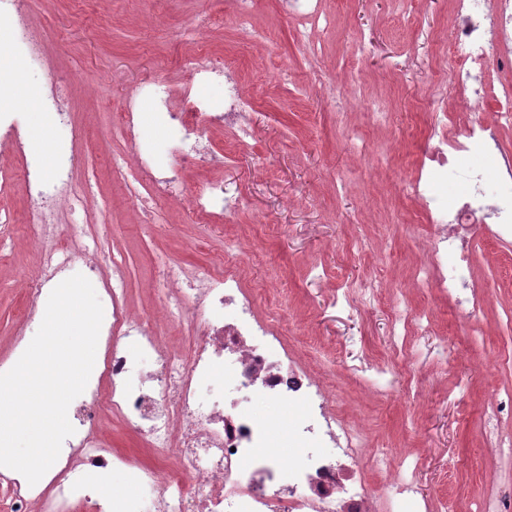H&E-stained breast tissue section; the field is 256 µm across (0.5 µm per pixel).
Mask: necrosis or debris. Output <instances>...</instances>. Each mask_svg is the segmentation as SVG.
I'll return each mask as SVG.
<instances>
[{"label": "necrosis or debris", "instance_id": "4bbe7bcc", "mask_svg": "<svg viewBox=\"0 0 512 512\" xmlns=\"http://www.w3.org/2000/svg\"><path fill=\"white\" fill-rule=\"evenodd\" d=\"M453 12L452 86L458 106L468 110L492 98L498 109L493 121L473 120L454 133L448 130L454 113L442 112L428 147L416 157L406 191L434 228L416 282L448 297L467 291V315L475 319L481 300L470 276L469 233L482 224L496 240L512 239V155L491 151L501 128L512 126V89L498 92L486 81L489 69H512V0H500L494 12L488 0H453ZM2 17L7 23L0 25V49L22 62L40 58L45 36L29 28L20 0H0ZM180 65L190 87L181 108L172 107L166 83L154 77L139 80L125 94L119 132L127 151L113 158L112 172L141 202L171 195L185 168L223 165V151L203 139L206 129L230 131L237 145L252 135L255 100L243 91L230 61L201 52L182 58ZM219 80L223 100L201 95L202 87ZM147 102L171 144L164 166L154 163L136 129ZM1 131L13 137L16 163L0 171V194L21 179L27 205L19 215L0 209V241L23 223L38 244L36 273L24 288L26 318L14 336L19 352L27 321L45 313L47 285L61 281L77 262L97 271L105 243L92 239L88 223L72 226L69 246H61L57 235L58 209H71L80 200L73 173L84 167L85 154L71 145L57 148L54 174L46 179L42 157L26 149L20 113L0 111ZM450 182L460 186L455 196L437 192V185ZM191 204L201 224L230 221L239 210L238 197L220 180L200 183ZM125 287L126 270L113 262L105 284L111 320L99 334L106 385H94L74 406L75 432L65 439L45 483L28 484L20 473L0 467L8 512H70L76 500L90 512H111L121 496L104 494L97 483L117 468L151 490L153 512H404L408 504L431 512L428 497L414 487L417 461L390 450L368 453L363 427L337 412L321 371L290 353L277 314L259 316L253 293L235 273L192 265L168 269L159 313L187 331L185 351L163 343L147 320L129 311ZM143 350L155 359L146 372L137 371L135 363ZM223 384L233 387L234 397L205 396V389ZM251 402L296 408L286 424L292 457L273 445L271 421L251 413ZM105 411L119 414L146 438L163 465L145 466L114 453L96 429ZM369 470L386 474L387 492L367 490Z\"/></svg>", "mask_w": 512, "mask_h": 512}]
</instances>
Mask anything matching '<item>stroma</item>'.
Wrapping results in <instances>:
<instances>
[{"label":"stroma","instance_id":"stroma-1","mask_svg":"<svg viewBox=\"0 0 512 512\" xmlns=\"http://www.w3.org/2000/svg\"><path fill=\"white\" fill-rule=\"evenodd\" d=\"M35 29L46 35L47 62L0 66L7 103L22 112L26 146L53 159V145L76 140L89 164L79 172L84 205L102 218L97 232L127 269L128 300L152 312L151 284L163 265L236 271L254 289L261 312H278L288 344L309 361H334L331 382L344 416L366 429L374 449L401 448L419 458L416 481L445 512H476L492 490L512 496V457L498 456L482 409L512 391V242L471 230L472 274L484 295L477 322L435 289L416 287L413 268L433 229L402 185L427 145L450 76L451 0H322L327 22L313 30V53L294 42L295 21L282 0H256V37L241 39L231 0H24ZM207 50L235 59L256 98L253 135L223 166L190 173L171 200L144 208L112 175V157L126 150L117 135L127 84L157 77L183 87L179 56ZM320 80H313V68ZM65 70L76 123L52 126L40 96L51 70ZM121 81L109 83L111 73ZM359 90L361 108H338L337 91ZM380 106V114L368 103ZM366 142L384 154L379 166L359 161ZM216 174L241 206L224 229L198 223L190 201ZM364 240L371 252H356ZM36 268L26 227L0 241V357L24 309L21 283ZM379 280L382 302L369 311L332 303L333 288ZM431 312L430 335L415 336L404 359L389 353L400 300ZM423 372L419 398L381 395L376 371ZM103 430L114 452L147 464L158 457L132 429L110 419Z\"/></svg>","mask_w":512,"mask_h":512}]
</instances>
